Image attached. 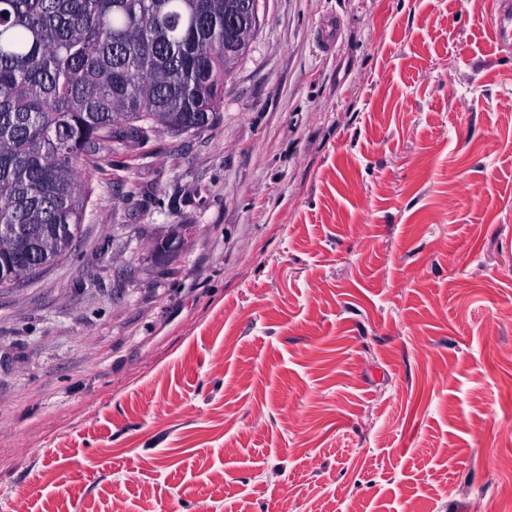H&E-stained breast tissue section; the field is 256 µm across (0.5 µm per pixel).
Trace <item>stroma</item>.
Wrapping results in <instances>:
<instances>
[{"label":"stroma","instance_id":"35a3bbf8","mask_svg":"<svg viewBox=\"0 0 512 512\" xmlns=\"http://www.w3.org/2000/svg\"><path fill=\"white\" fill-rule=\"evenodd\" d=\"M494 12L259 0L211 127L126 140L0 287V512H512Z\"/></svg>","mask_w":512,"mask_h":512}]
</instances>
